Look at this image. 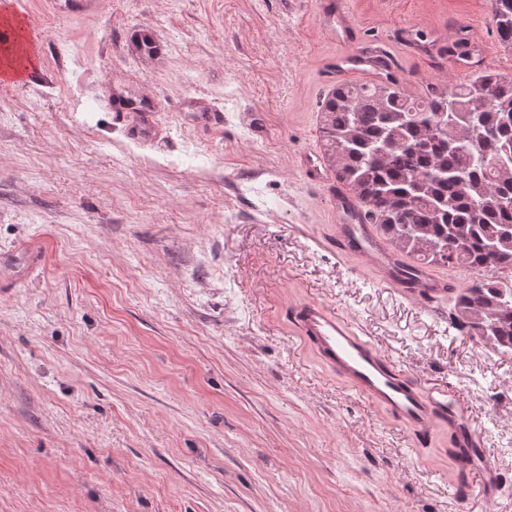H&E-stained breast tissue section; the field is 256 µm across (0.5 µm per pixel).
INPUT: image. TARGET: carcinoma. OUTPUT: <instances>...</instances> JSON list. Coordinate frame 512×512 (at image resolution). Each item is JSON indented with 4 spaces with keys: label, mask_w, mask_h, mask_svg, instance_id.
<instances>
[{
    "label": "carcinoma",
    "mask_w": 512,
    "mask_h": 512,
    "mask_svg": "<svg viewBox=\"0 0 512 512\" xmlns=\"http://www.w3.org/2000/svg\"><path fill=\"white\" fill-rule=\"evenodd\" d=\"M491 9L512 45V0ZM322 134L336 180L400 254L476 274L456 289L455 318L512 355V78L483 71L418 97L350 83L324 100Z\"/></svg>",
    "instance_id": "obj_1"
}]
</instances>
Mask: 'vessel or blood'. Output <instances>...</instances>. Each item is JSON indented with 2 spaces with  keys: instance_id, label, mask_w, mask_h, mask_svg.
I'll return each mask as SVG.
<instances>
[{
  "instance_id": "b4317fda",
  "label": "vessel or blood",
  "mask_w": 512,
  "mask_h": 512,
  "mask_svg": "<svg viewBox=\"0 0 512 512\" xmlns=\"http://www.w3.org/2000/svg\"><path fill=\"white\" fill-rule=\"evenodd\" d=\"M317 13L326 34L339 46L322 64L320 78L325 86L335 89L355 77L372 78L396 69V61L386 49L361 41L343 0H317ZM303 169L309 181L327 188L336 212V246L340 251L358 258L362 266L374 271L379 284L396 289L404 299L447 302V278L398 257L378 235L360 199L331 181L319 159L305 155ZM291 320L304 343L350 393L390 414L415 437L424 438L436 428H446L456 471L478 473L486 493L500 491V472L480 434L481 422L454 391L411 380L381 351L375 339L360 334L348 317L322 302H302L292 309Z\"/></svg>"
}]
</instances>
